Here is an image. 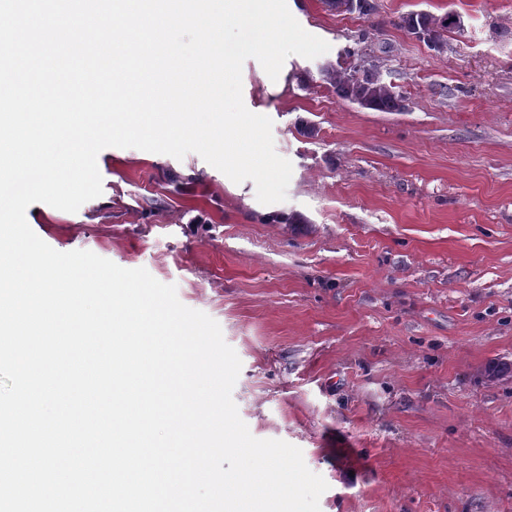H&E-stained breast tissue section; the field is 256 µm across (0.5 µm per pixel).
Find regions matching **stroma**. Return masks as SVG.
<instances>
[{
	"mask_svg": "<svg viewBox=\"0 0 512 512\" xmlns=\"http://www.w3.org/2000/svg\"><path fill=\"white\" fill-rule=\"evenodd\" d=\"M375 3L287 0L329 51L275 80L243 64L293 167L285 201L193 152L109 147L101 196L26 219L216 320L241 419L301 449L320 512H512V0ZM411 13L457 23L436 48ZM362 69L405 109L338 97Z\"/></svg>",
	"mask_w": 512,
	"mask_h": 512,
	"instance_id": "35a3bbf8",
	"label": "stroma"
}]
</instances>
